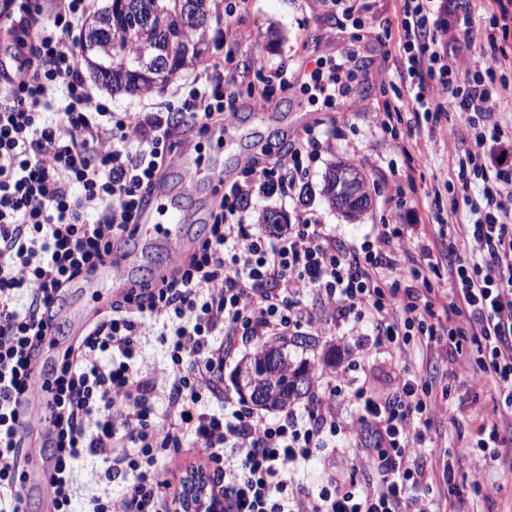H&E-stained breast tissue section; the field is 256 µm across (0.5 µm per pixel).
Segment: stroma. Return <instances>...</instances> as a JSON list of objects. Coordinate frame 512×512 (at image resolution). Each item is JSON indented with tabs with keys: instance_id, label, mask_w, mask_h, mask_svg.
<instances>
[{
	"instance_id": "stroma-1",
	"label": "stroma",
	"mask_w": 512,
	"mask_h": 512,
	"mask_svg": "<svg viewBox=\"0 0 512 512\" xmlns=\"http://www.w3.org/2000/svg\"><path fill=\"white\" fill-rule=\"evenodd\" d=\"M215 2L222 13L208 30L205 57L180 72L162 91L166 98H173L193 78L205 76L209 66L220 63L235 78L240 96L231 130L235 138L232 147L216 148L211 138L198 135L196 127L185 129L192 147L210 159L212 170L190 183L180 168L171 166L166 171L167 191L182 195L189 209L205 217L204 222L187 226L188 240L202 238L208 231V221L214 220L219 180L239 178L246 163L264 166L273 162L280 149L297 141L309 127L317 128L331 144L330 152L315 165L312 191L300 202L268 200L269 209L290 215L298 207H306L349 241L372 234L374 225L394 222L396 208L389 203L388 193L393 182L404 178L407 162L402 153L392 151L391 140L401 138L410 147L427 141L430 127L402 123L390 136L373 131L362 113L391 111L399 104L395 90L381 85L378 73L399 64L398 24L404 0H351L353 14L341 21L324 0H244L231 14L225 10L231 0ZM316 55L328 63L346 65L351 71L347 93L334 100L312 95L307 82L313 70L310 60ZM281 68L287 69L291 85L285 90L272 85L264 118L255 120L252 88L259 77L273 76ZM454 159L453 141H438L435 155L422 170V179L416 180L408 194L405 210L415 239L428 241L437 235L438 228L430 219L434 205L425 196L427 179L448 171ZM339 162L357 166L366 177L370 205L355 219L330 205L323 193L326 172ZM316 340L317 363L324 376H335L361 356L374 386L384 389L391 384L394 369L387 355L360 349L353 340L332 334L317 335ZM501 407V399L485 388L458 386L454 410L439 426L442 438L450 443L457 441L460 434L475 429L482 419H496ZM351 468L350 456L341 449L326 448L306 464L304 482L315 487L330 477L341 481L348 478ZM74 476L86 493L73 500L72 512H88L90 494L107 492L117 497L124 490L123 481L108 480L103 466L90 458L76 466Z\"/></svg>"
}]
</instances>
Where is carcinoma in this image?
<instances>
[{
    "instance_id": "carcinoma-1",
    "label": "carcinoma",
    "mask_w": 512,
    "mask_h": 512,
    "mask_svg": "<svg viewBox=\"0 0 512 512\" xmlns=\"http://www.w3.org/2000/svg\"><path fill=\"white\" fill-rule=\"evenodd\" d=\"M141 11L155 17L147 27L133 17L112 7V32L110 41L84 44L81 57L86 66L98 73L114 93L137 94L164 87L180 71L195 65L206 51L207 28L191 26L183 21L182 0H140ZM195 51L186 52L187 46ZM165 52L168 64L161 73L145 75L137 67L140 56L154 48ZM353 166L340 164L328 173L324 195L331 205H336V182L340 171ZM276 343L262 347L243 364L244 374L254 373L260 398L255 404L270 409H285L292 402L310 394L315 381L312 364L306 359L295 360L288 352L272 354Z\"/></svg>"
}]
</instances>
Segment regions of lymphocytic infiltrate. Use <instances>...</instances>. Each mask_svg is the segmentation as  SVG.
Wrapping results in <instances>:
<instances>
[{
  "label": "lymphocytic infiltrate",
  "instance_id": "lymphocytic-infiltrate-1",
  "mask_svg": "<svg viewBox=\"0 0 512 512\" xmlns=\"http://www.w3.org/2000/svg\"><path fill=\"white\" fill-rule=\"evenodd\" d=\"M86 2L22 0L0 62V512H26V414L43 395L53 512H71L73 471L88 456L127 481L119 497H92L91 512H178L169 466L183 453L212 464L224 512H470L486 468L512 472V422L480 423L444 449L433 427L453 399L434 365L453 359V380L512 402V128L497 117L493 65L448 62L472 28L468 0H408L400 68L381 77L404 84L425 121L454 116L466 150L454 180L433 178L426 195L455 190L450 210L467 222L441 225L438 242L422 245L405 224L376 225L358 243L304 212L260 223L255 195L307 187L327 147L308 128L272 165L246 166L225 184L208 236L173 274L121 292L41 375L35 361L58 327L56 303L134 232L184 125L212 134L238 110L227 76L194 78L176 104L112 111L72 48ZM56 97L65 108L52 123L41 109ZM436 99L445 112L431 111ZM305 328L371 334L398 371L389 392L340 373L273 418L223 394L236 341L262 346ZM145 336L167 347L161 374L136 366ZM321 448L351 454L348 482L304 483L300 466Z\"/></svg>",
  "mask_w": 512,
  "mask_h": 512
}]
</instances>
